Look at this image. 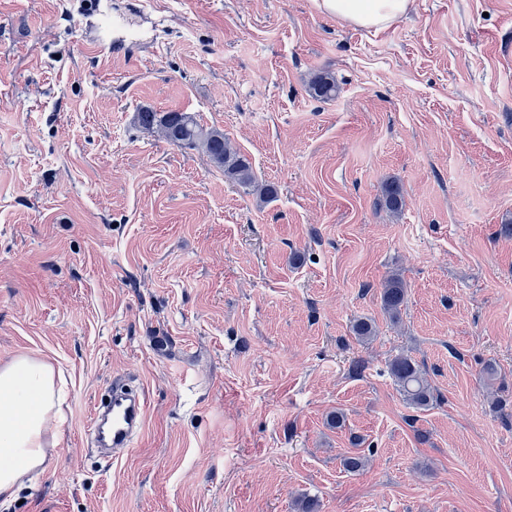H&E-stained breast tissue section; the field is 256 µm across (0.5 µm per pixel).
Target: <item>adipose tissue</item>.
Returning <instances> with one entry per match:
<instances>
[{
    "label": "adipose tissue",
    "mask_w": 512,
    "mask_h": 512,
    "mask_svg": "<svg viewBox=\"0 0 512 512\" xmlns=\"http://www.w3.org/2000/svg\"><path fill=\"white\" fill-rule=\"evenodd\" d=\"M412 0H317L319 10L347 22L382 28L405 16ZM55 368L21 355L0 367V497L12 499L23 477L47 460V432L61 420Z\"/></svg>",
    "instance_id": "ef3b65f1"
}]
</instances>
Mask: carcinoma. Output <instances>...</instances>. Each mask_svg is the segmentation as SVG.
Listing matches in <instances>:
<instances>
[{
  "label": "carcinoma",
  "instance_id": "obj_1",
  "mask_svg": "<svg viewBox=\"0 0 512 512\" xmlns=\"http://www.w3.org/2000/svg\"><path fill=\"white\" fill-rule=\"evenodd\" d=\"M315 96L331 99L336 96V81L329 75L320 74L311 82ZM139 124L147 129H157L171 144L180 147H200L211 163L224 170V175L248 190L254 187V173L250 160L234 150L215 128L200 125L191 112H155L149 108L138 112ZM383 205L392 215L401 214L404 206L402 187L398 180L386 181L381 187ZM407 298V285L401 275L392 272L384 280L381 293L383 309L396 319ZM389 369L406 402L415 409L424 410L433 401V391L423 376L420 366L407 355L394 357Z\"/></svg>",
  "mask_w": 512,
  "mask_h": 512
}]
</instances>
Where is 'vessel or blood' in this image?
I'll use <instances>...</instances> for the list:
<instances>
[{
    "mask_svg": "<svg viewBox=\"0 0 512 512\" xmlns=\"http://www.w3.org/2000/svg\"><path fill=\"white\" fill-rule=\"evenodd\" d=\"M109 411L94 415L91 426L98 446L116 449L130 447L144 426L146 398L114 382L107 402Z\"/></svg>",
    "mask_w": 512,
    "mask_h": 512,
    "instance_id": "1",
    "label": "vessel or blood"
}]
</instances>
